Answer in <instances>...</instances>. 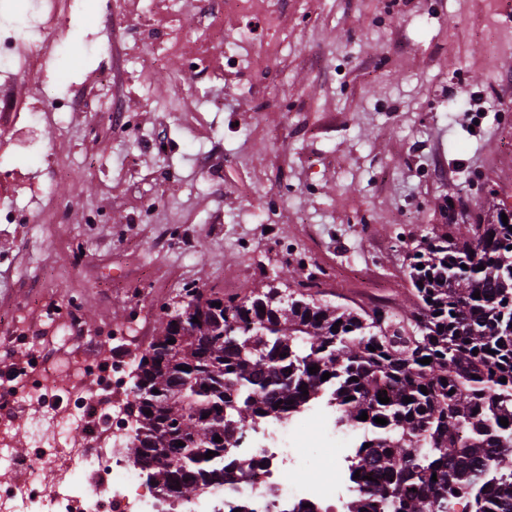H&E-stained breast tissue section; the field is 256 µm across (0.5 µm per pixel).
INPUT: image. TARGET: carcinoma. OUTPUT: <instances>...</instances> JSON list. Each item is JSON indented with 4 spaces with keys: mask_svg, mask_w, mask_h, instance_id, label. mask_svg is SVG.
<instances>
[{
    "mask_svg": "<svg viewBox=\"0 0 512 512\" xmlns=\"http://www.w3.org/2000/svg\"><path fill=\"white\" fill-rule=\"evenodd\" d=\"M495 210L413 250L406 309L185 289L184 306L161 308L136 355L130 455L147 480L182 500L233 481L244 470L228 460L231 430L324 401L337 426L363 431L346 512H455L460 501L466 512H512V215L505 224Z\"/></svg>",
    "mask_w": 512,
    "mask_h": 512,
    "instance_id": "1",
    "label": "carcinoma"
}]
</instances>
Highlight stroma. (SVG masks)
I'll return each instance as SVG.
<instances>
[{
    "mask_svg": "<svg viewBox=\"0 0 512 512\" xmlns=\"http://www.w3.org/2000/svg\"><path fill=\"white\" fill-rule=\"evenodd\" d=\"M46 45L44 97L78 105L15 156L53 182L56 224H0V315L78 301L90 330L58 337L85 362L142 351L188 288L300 291L370 308L413 299L407 255L433 227L512 208V27L498 0H283L278 53L256 77L213 70L176 91L128 80L141 40L74 0ZM473 110L457 113L461 95ZM164 150H157V143Z\"/></svg>",
    "mask_w": 512,
    "mask_h": 512,
    "instance_id": "obj_1",
    "label": "stroma"
}]
</instances>
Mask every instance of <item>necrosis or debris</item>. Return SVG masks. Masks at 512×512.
Listing matches in <instances>:
<instances>
[{
  "label": "necrosis or debris",
  "mask_w": 512,
  "mask_h": 512,
  "mask_svg": "<svg viewBox=\"0 0 512 512\" xmlns=\"http://www.w3.org/2000/svg\"><path fill=\"white\" fill-rule=\"evenodd\" d=\"M279 0H221L210 11L195 51L196 65L210 69L213 50L224 52V64L241 66L236 46L224 42V17L260 19L270 38L282 32ZM70 7L61 0H31L23 31L0 24V72L10 73L18 53L30 64H41L48 38L62 31ZM138 20L145 29L144 52L133 55V71L144 74L146 64L164 65L185 43L188 17L173 8L156 17L151 0H144ZM60 111L48 103L39 114H22L18 98L0 91V131L9 134V146L20 151L34 145L44 127L54 124ZM44 322L34 328L13 324L0 339V351H24L41 368L40 373L0 376V415L15 412L21 402L41 405L43 414L33 421V455L11 454L13 437L0 426V471L21 473V481L0 482V512H274L275 503L293 496L314 504L318 512H338L355 488L342 461L351 455L348 433L331 429L328 417L310 409L273 426L247 428L232 457L245 465L244 479L203 492L190 501L160 499L142 477V470L128 453L134 431L125 411L114 398L126 394L131 356L118 357L105 365H90L68 356L54 369H44L39 343L42 337L64 330L83 337L88 328L78 304L63 308L43 307ZM82 430L84 443L71 446L75 430ZM317 444L336 459L330 479H315L298 465L301 448ZM105 476L104 486L90 487L94 474Z\"/></svg>",
  "instance_id": "1"
}]
</instances>
